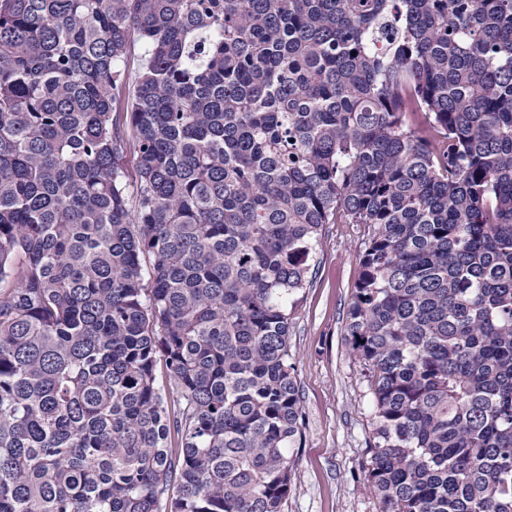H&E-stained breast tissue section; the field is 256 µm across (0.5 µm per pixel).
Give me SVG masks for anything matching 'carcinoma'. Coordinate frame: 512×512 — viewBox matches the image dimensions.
I'll return each mask as SVG.
<instances>
[{
  "instance_id": "carcinoma-1",
  "label": "carcinoma",
  "mask_w": 512,
  "mask_h": 512,
  "mask_svg": "<svg viewBox=\"0 0 512 512\" xmlns=\"http://www.w3.org/2000/svg\"><path fill=\"white\" fill-rule=\"evenodd\" d=\"M325 224L380 512H512V0H0V512H284Z\"/></svg>"
}]
</instances>
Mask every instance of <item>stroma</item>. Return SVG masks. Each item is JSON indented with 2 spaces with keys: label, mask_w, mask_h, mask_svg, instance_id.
Returning a JSON list of instances; mask_svg holds the SVG:
<instances>
[{
  "label": "stroma",
  "mask_w": 512,
  "mask_h": 512,
  "mask_svg": "<svg viewBox=\"0 0 512 512\" xmlns=\"http://www.w3.org/2000/svg\"><path fill=\"white\" fill-rule=\"evenodd\" d=\"M365 239L364 225H324L312 280L293 308L305 425L285 512H380L361 476L372 438L371 399L345 332Z\"/></svg>",
  "instance_id": "35a3bbf8"
}]
</instances>
